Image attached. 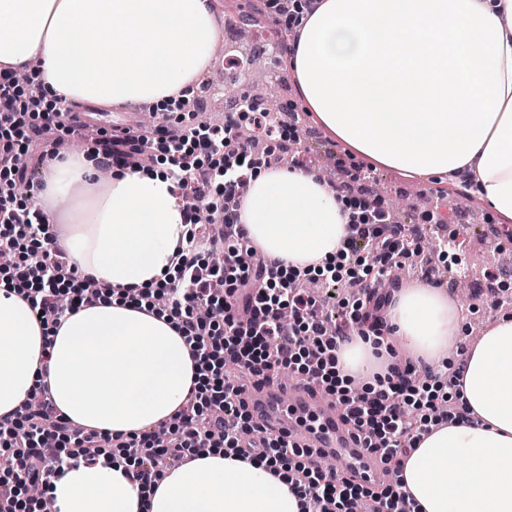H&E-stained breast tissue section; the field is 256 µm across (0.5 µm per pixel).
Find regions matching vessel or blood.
<instances>
[{
	"label": "vessel or blood",
	"instance_id": "vessel-or-blood-1",
	"mask_svg": "<svg viewBox=\"0 0 512 512\" xmlns=\"http://www.w3.org/2000/svg\"><path fill=\"white\" fill-rule=\"evenodd\" d=\"M247 402L266 425L283 433L300 448H320L344 461L348 476L376 480L381 464L370 456L363 438L348 430L327 399L311 396L305 385L250 389Z\"/></svg>",
	"mask_w": 512,
	"mask_h": 512
}]
</instances>
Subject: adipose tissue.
I'll return each mask as SVG.
<instances>
[{"label": "adipose tissue", "mask_w": 512, "mask_h": 512, "mask_svg": "<svg viewBox=\"0 0 512 512\" xmlns=\"http://www.w3.org/2000/svg\"><path fill=\"white\" fill-rule=\"evenodd\" d=\"M220 41L211 0H0V71L33 73L56 105L173 111ZM288 56L329 135L410 180L465 177L512 220V0H313ZM44 183L32 207L63 220L69 266L113 295L47 329L0 279V418L44 385L57 413L89 430L139 435L172 421L201 387L198 361L167 315L134 300L175 278L189 230L168 163L105 174L82 149L48 166ZM351 213L342 192L293 166L253 178L240 221L267 257L301 269L334 258ZM464 320L431 285L388 305L405 351L459 368L464 405L410 450L398 491L418 512H512V317L458 359ZM336 356L344 382L397 363L373 335ZM48 496L53 512H302L286 476L220 448L148 492L120 460L67 466Z\"/></svg>", "instance_id": "ef3b65f1"}]
</instances>
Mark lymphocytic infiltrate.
I'll return each instance as SVG.
<instances>
[{
	"label": "lymphocytic infiltrate",
	"instance_id": "obj_1",
	"mask_svg": "<svg viewBox=\"0 0 512 512\" xmlns=\"http://www.w3.org/2000/svg\"><path fill=\"white\" fill-rule=\"evenodd\" d=\"M44 95L38 82H29L23 91L13 75L0 73V132L19 134L17 140L0 144V173L21 180L31 175L34 166L48 158L49 142L65 129L69 112L63 108L57 110L56 121L30 126L28 111ZM244 120L271 137L280 128L271 113L255 112L225 121L207 137L178 118L138 136L120 130L101 139L104 159L122 165L136 151L141 152L144 167L153 163L158 149L172 154L188 148L196 157L194 166L179 165L172 172L178 185H192L196 201L184 207L191 231L176 253L179 282L166 288L165 309L210 386L191 396L173 422L165 424L167 439L162 443L149 432L124 439L85 430L59 417L47 393H40L39 410L26 404L19 420L0 419V451L5 454L0 469L15 472L21 489H50L63 466L97 463L114 446L132 462L133 480L147 487L161 479L165 460L192 459L221 445L240 459L264 462L273 470L288 467L291 488L303 500L305 512H350L356 500L363 512H411L406 497L392 484L337 476L322 467L315 450L292 446L279 432L267 430L264 439L250 443L240 438L242 431L258 427L243 401L245 391L258 384H280L285 369L302 370L306 386L321 387L333 398L346 423L366 436L369 451L379 455L385 472L394 476L409 443L424 434L427 416L444 412L442 398L420 393L410 364L376 377L362 395L339 389L334 381L335 352L346 333L323 317L324 309L336 303L348 309L350 322L383 335V321L371 318L369 311L383 309L387 302L379 282L416 255L415 232L390 221L368 202L349 226L340 262L326 263L315 272H283L240 225L242 190L254 174L252 147L238 140ZM224 153L235 158L223 174L222 193L229 206L215 210L211 218L213 223L231 225L233 231L202 235L193 229L196 202L208 193L212 180L198 178L196 172ZM54 243L43 213L24 212L8 192L0 193V251L15 254L11 278L44 326L57 324L63 314L56 303L60 285L71 286L74 310L96 305L112 293L106 283L78 278ZM214 253L224 256V289L219 293L209 288L213 274L201 263L202 255ZM70 442L77 447L72 454L64 451Z\"/></svg>",
	"mask_w": 512,
	"mask_h": 512
}]
</instances>
